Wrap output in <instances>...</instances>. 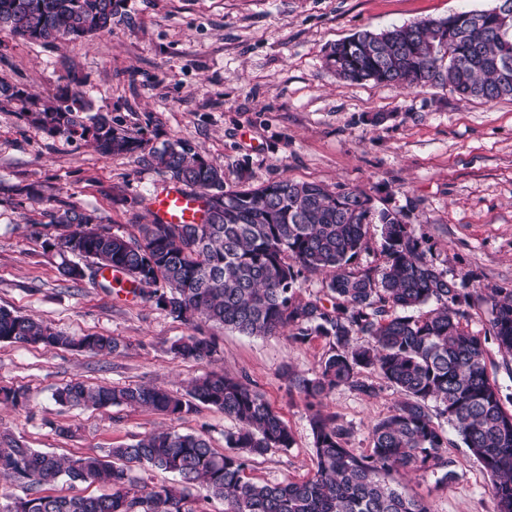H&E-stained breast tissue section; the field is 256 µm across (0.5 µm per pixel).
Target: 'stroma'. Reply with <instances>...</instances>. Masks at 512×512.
Here are the masks:
<instances>
[{
    "instance_id": "1",
    "label": "stroma",
    "mask_w": 512,
    "mask_h": 512,
    "mask_svg": "<svg viewBox=\"0 0 512 512\" xmlns=\"http://www.w3.org/2000/svg\"><path fill=\"white\" fill-rule=\"evenodd\" d=\"M495 0H127L111 31L91 40L26 43L0 32V79L45 97L70 85L114 126L152 143L181 139L224 170V185L282 178L337 191L357 188L374 209L399 212L447 277L475 297L463 325L481 338L488 374L512 410V356L490 334L493 288L512 289V99H463L448 89L408 90L336 77L331 46L356 32L380 31ZM149 157H102L91 142L49 138L20 113L0 110V307L58 331L116 337L103 355L0 342V387L27 389V410L0 406V432L29 447L71 457L103 454L155 431L206 432L224 450L233 420L200 404L167 416L145 408L63 407L54 391L90 385H157L185 394L212 369L249 379L294 437L288 450L255 459L253 480H303L315 471L306 400L283 374L313 376L331 350L279 334L249 338L216 331V361L169 352L192 334L185 324L117 288L61 275L44 242V215L66 205L101 217L113 230L151 220L148 199L168 186ZM366 397L339 387L323 404L336 413L355 453H369L371 426L401 394L382 380ZM456 477L413 469L393 483L430 512H498L490 479L459 439L446 452Z\"/></svg>"
}]
</instances>
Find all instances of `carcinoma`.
I'll use <instances>...</instances> for the list:
<instances>
[{"label": "carcinoma", "instance_id": "carcinoma-1", "mask_svg": "<svg viewBox=\"0 0 512 512\" xmlns=\"http://www.w3.org/2000/svg\"><path fill=\"white\" fill-rule=\"evenodd\" d=\"M125 0H0V32L29 43L90 39L112 30ZM462 23L423 19L379 32L365 30L336 42L328 62L336 76L404 89L441 86L463 98H512V0L489 10L454 13ZM0 107H11L48 137L91 140L106 158L147 153L176 184L203 200L200 221L166 224L157 217L119 234L73 207L47 214L54 245L65 257L61 273L78 281L79 262L93 277L118 271L131 293L195 325L197 333L175 343L183 360H212L217 346L203 327L245 336L288 332L295 343L320 336L332 353L312 377L285 370L307 401L314 438L315 473L302 481H251L257 457L292 447L294 438L253 384L213 370L177 396L154 385L112 386L70 382L58 389L61 405L108 408L125 404L168 415L188 413L198 401L237 423L213 448L203 433L153 432L103 456L61 458L36 451L0 433V475L26 489L0 492L7 512H198L191 490L222 500L225 512H430L424 502L391 485L387 477L414 467L454 479L444 452L448 430L491 477L498 512H512V412L489 379L481 338L462 324L471 295L439 270L400 213L372 212L366 192L331 191L288 178L258 187H224V171L184 140L159 146L91 115L82 93L65 85L54 100L0 81ZM381 228L387 265L351 268L366 228ZM307 273H327L326 292L303 298ZM435 308L415 316L428 304ZM490 327L499 348L512 355V290L491 297ZM0 342L66 348L96 354L119 350L112 336L61 334L49 324L0 308ZM377 375L404 395L391 414L371 428L373 447L356 455L345 446L347 430L324 409L323 397L340 386L371 396ZM22 387H0V403L28 407ZM160 470L175 484L149 485L135 469ZM106 482L98 496L45 495L43 485Z\"/></svg>", "mask_w": 512, "mask_h": 512}]
</instances>
